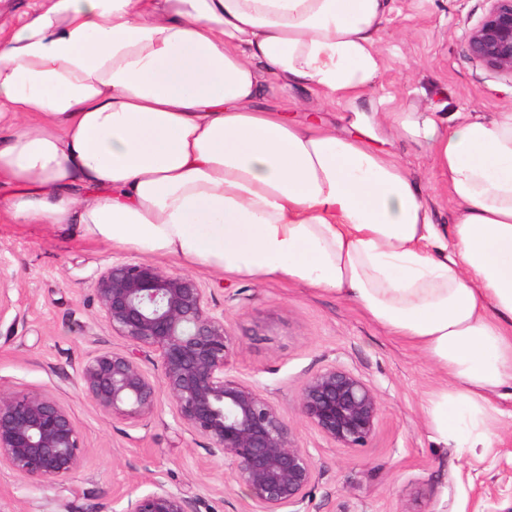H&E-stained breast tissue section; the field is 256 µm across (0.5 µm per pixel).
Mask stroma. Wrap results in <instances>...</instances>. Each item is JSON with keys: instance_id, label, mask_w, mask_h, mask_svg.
<instances>
[{"instance_id": "1", "label": "stroma", "mask_w": 512, "mask_h": 512, "mask_svg": "<svg viewBox=\"0 0 512 512\" xmlns=\"http://www.w3.org/2000/svg\"><path fill=\"white\" fill-rule=\"evenodd\" d=\"M486 0H390L381 31V71L372 91L384 111L400 104L434 113L444 124L459 115L512 111V80L487 71L466 52V36ZM260 106L284 107L301 119L343 126L342 105L317 106L311 92L261 96ZM385 148L426 189L433 219H454L441 177L414 140L390 139ZM11 190L0 186V389L51 393L84 435L86 455L66 486L37 485L0 467V512H121L119 490L145 493L153 480L197 501V512H245L246 490L230 469L210 463L207 440L177 422L167 397L134 424L109 417L76 385L82 363L99 351L126 350L113 335L94 291L99 273L138 252L102 244L69 227L16 224L5 211ZM156 265L193 276L212 307L224 314L234 342L237 375L257 384L312 455L313 512H512V385L494 402L503 412L497 448L470 454L438 444L425 406L444 384L420 351L389 336L353 304L282 281L221 275L159 257ZM336 364L378 392L382 411L364 448L333 447L299 415L298 391L311 374Z\"/></svg>"}]
</instances>
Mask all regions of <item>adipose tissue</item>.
I'll return each mask as SVG.
<instances>
[{
	"label": "adipose tissue",
	"mask_w": 512,
	"mask_h": 512,
	"mask_svg": "<svg viewBox=\"0 0 512 512\" xmlns=\"http://www.w3.org/2000/svg\"><path fill=\"white\" fill-rule=\"evenodd\" d=\"M389 0H42L0 36V185L18 224L354 303L446 376L441 442L494 447L512 383V112L446 125L363 100ZM307 87L349 132L263 109ZM428 152L434 224L377 141Z\"/></svg>",
	"instance_id": "ef3b65f1"
}]
</instances>
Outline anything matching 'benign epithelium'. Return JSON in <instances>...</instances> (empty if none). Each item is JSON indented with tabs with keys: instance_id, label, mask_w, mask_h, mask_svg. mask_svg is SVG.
<instances>
[{
	"instance_id": "obj_1",
	"label": "benign epithelium",
	"mask_w": 512,
	"mask_h": 512,
	"mask_svg": "<svg viewBox=\"0 0 512 512\" xmlns=\"http://www.w3.org/2000/svg\"><path fill=\"white\" fill-rule=\"evenodd\" d=\"M468 32L466 51L490 72L512 80V0H487ZM94 291L126 353L91 355L77 385L99 409L138 423L154 413L163 389L179 424L208 440L214 465L227 466L251 503L247 512H308L315 478L312 456L277 406L231 367L232 339L224 314L211 308L192 276L146 261H114ZM157 356L158 378L142 369L139 352ZM301 417L337 448H362L381 413L376 390L334 364L311 376L297 396ZM82 432L68 409L43 391L0 390V466L34 484L65 485L84 458ZM122 512H196L193 500L157 480L146 493L126 490Z\"/></svg>"
}]
</instances>
